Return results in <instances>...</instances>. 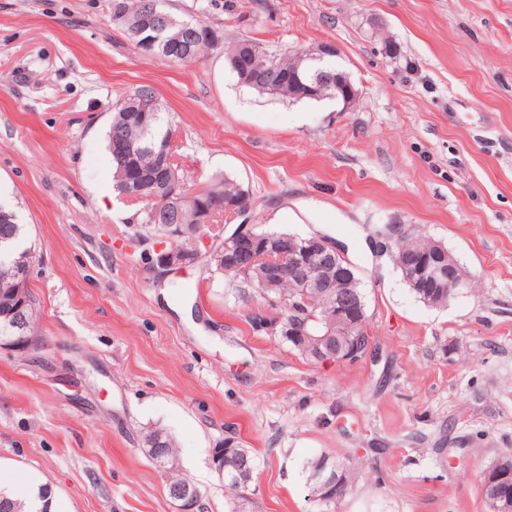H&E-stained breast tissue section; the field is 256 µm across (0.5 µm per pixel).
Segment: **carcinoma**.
Here are the masks:
<instances>
[{"mask_svg":"<svg viewBox=\"0 0 512 512\" xmlns=\"http://www.w3.org/2000/svg\"><path fill=\"white\" fill-rule=\"evenodd\" d=\"M165 12L162 0H112V19L119 22L126 30L134 47H139V33L144 27L146 16L153 12ZM179 35L193 49L191 56L177 58L175 62L184 64L195 60L202 51L223 43L224 35L196 18L181 19L169 15V26L163 32V37ZM224 58L227 67L237 78L238 83L261 94L290 98L288 95V67L293 64L290 55H278L266 51L259 43L250 38H241L225 49ZM140 97V103L147 112L155 113V120L146 128L130 120L120 99L114 107V115L107 132V150L110 155L113 171V185L118 193H123L119 174L132 170L146 181L156 176L152 167L149 152L153 145L169 140L176 135L177 126L172 123L166 106L156 92L147 86H141L131 92ZM123 139L134 148L132 153H121L115 148V141ZM168 180L176 185V195L168 197L166 193H157L154 198L142 202L143 222L153 232L164 235L165 225H183V236L177 240V245L183 250L192 248L197 237L196 210L197 204L192 194L195 189L188 184L178 160H173ZM206 197L203 203L212 211L219 223L228 216V202L235 200L240 209L246 210L251 206V200L240 185L233 179L226 178L202 188ZM3 212L9 214V220L0 218V312L10 311L17 306L13 289L20 287L14 279L13 263L17 259L33 262L32 249L25 245L26 232L20 224L17 213L9 207H3ZM203 266L212 275L225 279L229 286L238 288L244 284L258 291H263L258 273L251 270H227L224 263L214 259L203 262ZM354 292L357 296L355 307L349 312L350 318L356 321L352 335L358 340L366 339L367 306L359 278H354ZM272 301V320L289 316V308L297 303H304L308 315L303 319L302 331L310 335L304 341H297L288 335V331L280 333L283 341L307 359H312L315 351L314 337L326 332L323 312L326 310L331 291L323 288H305L291 279H284L275 290L269 292ZM141 447L154 448L164 458L174 461L166 478V489L176 486L190 489L195 497H200L197 486L183 475L177 464L176 444L173 437L158 427H151L143 432ZM215 454L224 458V487L234 497L243 496L256 470V457L253 451L244 447L232 437L224 439V447L218 448ZM336 466V499L322 497L320 485L315 479L318 470L324 466ZM309 472V490L314 500L325 507H330L342 501L352 488L357 478L356 462L345 459L335 461L328 455H320L308 460L305 464Z\"/></svg>","mask_w":512,"mask_h":512,"instance_id":"cac0c4a2","label":"carcinoma"}]
</instances>
